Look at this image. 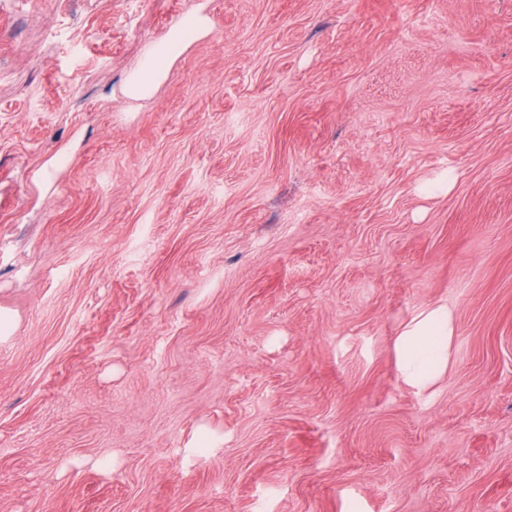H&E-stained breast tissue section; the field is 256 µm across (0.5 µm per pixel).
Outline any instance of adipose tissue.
<instances>
[{
    "label": "adipose tissue",
    "instance_id": "ef3b65f1",
    "mask_svg": "<svg viewBox=\"0 0 512 512\" xmlns=\"http://www.w3.org/2000/svg\"><path fill=\"white\" fill-rule=\"evenodd\" d=\"M208 29L205 16L195 12L185 15L131 72L125 84L126 95L134 100L152 96L186 47L188 38L204 34ZM453 335V317L447 306L416 312L395 340L398 369L403 379L417 388L437 379L448 367Z\"/></svg>",
    "mask_w": 512,
    "mask_h": 512
}]
</instances>
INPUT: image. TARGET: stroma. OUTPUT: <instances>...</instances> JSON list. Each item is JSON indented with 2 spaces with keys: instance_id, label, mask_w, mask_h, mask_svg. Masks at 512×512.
Masks as SVG:
<instances>
[{
  "instance_id": "obj_1",
  "label": "stroma",
  "mask_w": 512,
  "mask_h": 512,
  "mask_svg": "<svg viewBox=\"0 0 512 512\" xmlns=\"http://www.w3.org/2000/svg\"><path fill=\"white\" fill-rule=\"evenodd\" d=\"M0 310V512H512V0H0ZM208 29L209 21L205 16L195 12L185 15L162 41L146 52L127 78L125 94L134 100L152 96L186 47L187 39L202 35ZM453 335L454 322L448 306L416 312L395 340L403 379L417 388L437 379L448 367Z\"/></svg>"
}]
</instances>
